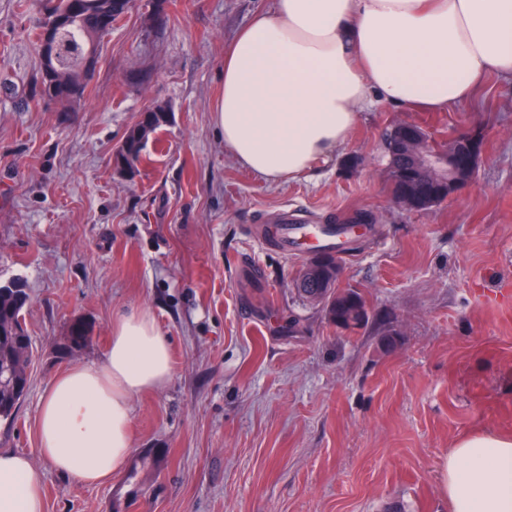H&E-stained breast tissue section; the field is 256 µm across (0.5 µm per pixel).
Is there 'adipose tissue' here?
I'll list each match as a JSON object with an SVG mask.
<instances>
[{"instance_id":"1","label":"adipose tissue","mask_w":512,"mask_h":512,"mask_svg":"<svg viewBox=\"0 0 512 512\" xmlns=\"http://www.w3.org/2000/svg\"><path fill=\"white\" fill-rule=\"evenodd\" d=\"M492 73L512 78V0H273L224 53L215 121L225 149L275 183L335 155L371 99L443 111ZM172 370L149 312L117 316L101 363L69 365L51 381L36 455L0 451V512H45L34 457L82 486L120 472L133 398ZM440 480L448 512H512V436L459 439Z\"/></svg>"}]
</instances>
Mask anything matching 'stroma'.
I'll list each match as a JSON object with an SVG mask.
<instances>
[{
  "instance_id": "1",
  "label": "stroma",
  "mask_w": 512,
  "mask_h": 512,
  "mask_svg": "<svg viewBox=\"0 0 512 512\" xmlns=\"http://www.w3.org/2000/svg\"><path fill=\"white\" fill-rule=\"evenodd\" d=\"M23 2L0 0V282L28 288L33 365L0 450L34 454L49 383L100 361L114 316L148 311L173 365L132 401L128 462L155 461L142 486H79L39 459L45 512H448L449 449L512 435V80L441 112L373 101L333 158L269 183L225 150L214 113L226 47L272 0H137L72 112L32 97L38 16ZM158 103L169 123L118 172L127 130ZM403 121L437 142L481 132L459 195L395 204L384 137ZM284 205L314 224L367 218L340 285L374 322L339 332L299 299L306 256L251 233ZM77 322L93 342L62 355Z\"/></svg>"
}]
</instances>
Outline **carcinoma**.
I'll use <instances>...</instances> for the list:
<instances>
[{
    "mask_svg": "<svg viewBox=\"0 0 512 512\" xmlns=\"http://www.w3.org/2000/svg\"><path fill=\"white\" fill-rule=\"evenodd\" d=\"M115 0H31L32 9L41 14L35 33V45H40L47 26L60 20L55 29L56 57L52 71L40 69L35 85V95L60 106V111L70 112L84 98L91 79L83 68L89 47H96L107 36L117 16L112 14ZM166 106L157 104L141 113L124 137L115 165L130 172L135 171L151 135L168 123ZM384 147L390 157L389 182L393 197L412 194L415 185L405 180L401 173L411 168L414 157L401 149L396 131L386 134ZM343 257L334 253L316 264H307L296 282L298 294L310 305L321 309L328 321L340 330H355L369 323L370 314L366 300L354 288L340 289L332 283L336 264ZM28 301L13 295L0 297V419L15 417L16 407L26 396V371L32 350V336L24 322ZM72 345L64 350L73 352L85 348L93 337L81 324H74L69 331Z\"/></svg>",
    "mask_w": 512,
    "mask_h": 512,
    "instance_id": "cac0c4a2",
    "label": "carcinoma"
}]
</instances>
